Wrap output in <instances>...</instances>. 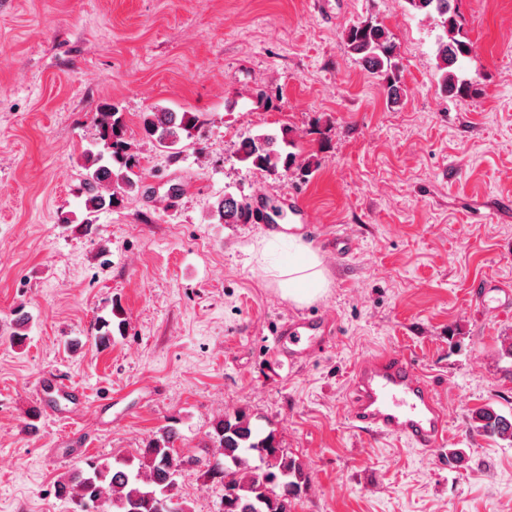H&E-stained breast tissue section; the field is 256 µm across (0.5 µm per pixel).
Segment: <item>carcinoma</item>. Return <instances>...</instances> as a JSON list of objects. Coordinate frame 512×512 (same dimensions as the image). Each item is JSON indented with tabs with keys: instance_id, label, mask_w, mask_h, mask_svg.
<instances>
[{
	"instance_id": "1",
	"label": "carcinoma",
	"mask_w": 512,
	"mask_h": 512,
	"mask_svg": "<svg viewBox=\"0 0 512 512\" xmlns=\"http://www.w3.org/2000/svg\"><path fill=\"white\" fill-rule=\"evenodd\" d=\"M405 2L414 13L437 21L443 31L436 50L438 88L450 98L467 101L475 79L463 67L471 43L463 32L456 0ZM342 41L347 52L379 81L387 102L399 104L403 69L399 47L387 28L376 20H365L347 28ZM94 120L106 152L87 149L82 154L85 217L78 226L85 230L100 211L119 206L143 184L140 157L128 141L123 113L109 105L95 113ZM204 124L199 112L156 110L141 115L146 137L172 155L178 154V146L195 139ZM295 142L296 132L289 126L275 133L252 134L240 141L238 160L263 172L298 174L304 181L312 174L313 162L309 158L297 160V154L289 151ZM212 218L220 224H250L258 220V214L248 201L226 194L213 205ZM125 327V311L116 304L112 318L99 321L95 344L108 347L113 333L122 334ZM470 428L512 446V419L490 405L475 411ZM209 438L211 453L186 457L176 450L178 430L171 425L161 427L135 456L84 460V466L57 482V494L74 505L73 512H85L86 504L94 501L100 512H166V505L174 498L178 512H191L180 495L177 477L169 470L174 460L180 472L195 470L221 485V512H292L293 502L306 490L308 473L300 459L281 447L275 430L267 429L259 417L235 412L216 420Z\"/></svg>"
}]
</instances>
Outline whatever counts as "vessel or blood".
<instances>
[{
    "label": "vessel or blood",
    "mask_w": 512,
    "mask_h": 512,
    "mask_svg": "<svg viewBox=\"0 0 512 512\" xmlns=\"http://www.w3.org/2000/svg\"><path fill=\"white\" fill-rule=\"evenodd\" d=\"M281 220L272 224L274 232H282V220L294 224L310 221L297 198L285 200L280 209ZM330 338L325 318L311 315L284 323L277 332L275 345L288 364H296L321 352ZM350 400V416L360 428L380 435L406 438L418 448H436L447 436V419L438 403L404 352L388 353L359 363L354 373ZM36 397L47 415H58L61 407H84L83 392L66 384L60 377L42 378Z\"/></svg>",
    "instance_id": "b4317fda"
}]
</instances>
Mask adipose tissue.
<instances>
[{"mask_svg": "<svg viewBox=\"0 0 512 512\" xmlns=\"http://www.w3.org/2000/svg\"><path fill=\"white\" fill-rule=\"evenodd\" d=\"M269 272L282 297L299 306L321 299L330 288L318 250L296 236L288 239L287 260L271 265Z\"/></svg>", "mask_w": 512, "mask_h": 512, "instance_id": "adipose-tissue-1", "label": "adipose tissue"}]
</instances>
